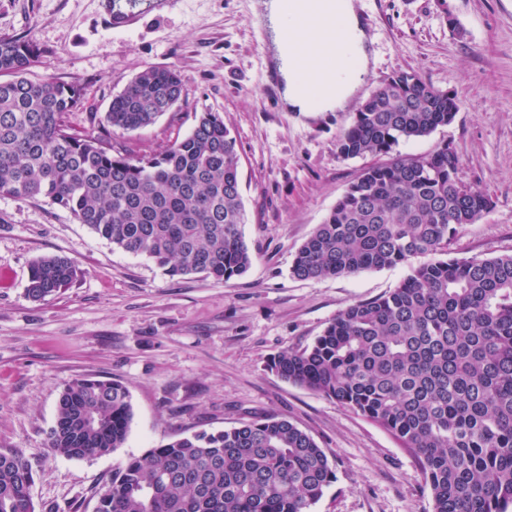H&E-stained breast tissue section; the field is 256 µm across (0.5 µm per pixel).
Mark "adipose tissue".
I'll use <instances>...</instances> for the list:
<instances>
[{"label": "adipose tissue", "mask_w": 512, "mask_h": 512, "mask_svg": "<svg viewBox=\"0 0 512 512\" xmlns=\"http://www.w3.org/2000/svg\"><path fill=\"white\" fill-rule=\"evenodd\" d=\"M335 17L313 14L292 22L287 47H276L273 65L284 84V99L293 112H335L355 95L370 66L368 37L354 0H335ZM295 55L308 78L283 64Z\"/></svg>", "instance_id": "1"}]
</instances>
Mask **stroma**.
I'll return each instance as SVG.
<instances>
[{"instance_id": "stroma-1", "label": "stroma", "mask_w": 512, "mask_h": 512, "mask_svg": "<svg viewBox=\"0 0 512 512\" xmlns=\"http://www.w3.org/2000/svg\"><path fill=\"white\" fill-rule=\"evenodd\" d=\"M256 0H175L133 28L107 31L97 0H0V36L33 39L47 53L34 77L80 84L81 135L156 152L217 112L237 141L249 270L224 283L172 276L152 260L115 249L67 210L0 196V450L32 467L35 512H95L97 494L127 459L176 437L277 415L311 435L336 473L313 512H432L414 457L388 431L336 400L267 368L280 351L308 347L348 305L392 290L396 266L322 280L291 267L303 242L362 168L337 143L359 104L387 76L416 71L457 94L454 121L401 143L398 155L457 151L464 184L493 206L460 227L442 258L512 254V0H356L371 19V64L345 110L292 112L266 84L264 37L249 19ZM180 72L179 107L132 133L99 120L143 69ZM97 120H90V113ZM73 258L79 277L54 298H28L29 265ZM92 376L124 382L133 418L122 448L85 459L46 446L64 386Z\"/></svg>"}]
</instances>
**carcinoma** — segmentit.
Instances as JSON below:
<instances>
[{"mask_svg": "<svg viewBox=\"0 0 512 512\" xmlns=\"http://www.w3.org/2000/svg\"><path fill=\"white\" fill-rule=\"evenodd\" d=\"M44 54L31 39L0 37V196L66 209L172 276L228 282L245 273L253 255L242 233L238 152L221 115L201 113L160 152L116 149L68 125L83 106L79 85L30 78ZM181 96L178 71L148 67L112 98L104 121L137 131ZM459 109L457 95L399 71L360 103L339 152L391 154L451 124ZM459 167L445 144L360 171L297 251L292 274L318 280L405 264L409 272L269 368L393 434L417 460L432 512H512V255L433 258L492 208L488 195L462 184ZM77 277L73 259L40 256L27 296L44 301ZM132 417L126 385L75 379L60 395L47 447L68 458L109 454L125 443ZM335 480L312 436L268 415L129 458L99 491L96 512H311ZM33 482L21 454L0 451V512H35Z\"/></svg>", "mask_w": 512, "mask_h": 512, "instance_id": "carcinoma-1", "label": "carcinoma"}]
</instances>
